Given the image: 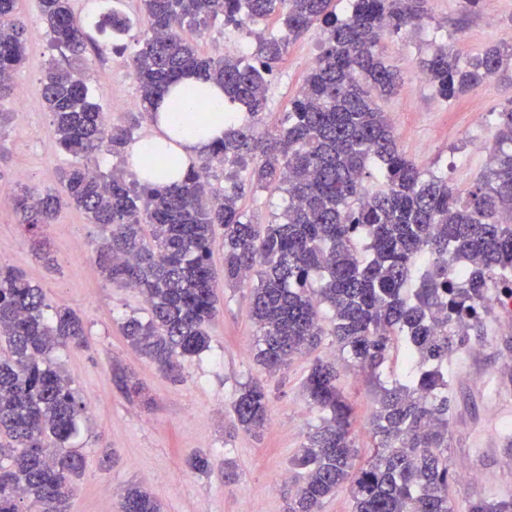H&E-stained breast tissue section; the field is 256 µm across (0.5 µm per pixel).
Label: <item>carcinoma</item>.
<instances>
[{
	"label": "carcinoma",
	"mask_w": 512,
	"mask_h": 512,
	"mask_svg": "<svg viewBox=\"0 0 512 512\" xmlns=\"http://www.w3.org/2000/svg\"><path fill=\"white\" fill-rule=\"evenodd\" d=\"M427 0H351L343 18L333 0H141L150 35L132 57L139 111L153 115L179 80L201 75L244 105L250 121L168 186L100 170L98 155L118 156L139 124L112 125L91 101L85 52L90 38L71 0H39L48 35L61 59L41 79V96L62 151L75 163L58 173L61 190L21 187L10 197L35 236L68 205L108 232L97 248L104 277L136 289L145 317L129 316L122 332L159 373L180 378V359L209 349L207 324L217 312L210 256L224 229V281L249 291L256 328L253 358L275 376L291 360L333 336L346 367L374 381L377 408L369 422L370 454L360 457L352 408L338 385L336 361L318 360L303 388L326 413L291 460L299 486L286 512H320L347 486L352 512H452L457 481L448 457V357L469 345V330L493 294L512 295V99L499 112L494 163L466 195L448 178L424 174L400 152L393 127L375 102L391 94L398 75L386 66L381 41L415 27ZM18 0H0V99L14 94L13 75L26 59ZM285 12L288 37H258L249 58L201 55L179 29L220 19L244 28ZM326 35L318 63L306 75L277 133L262 138L266 76L289 41L314 24ZM118 37L131 26L109 10L94 23ZM437 94L456 100L499 76L512 82V42L462 59L441 45L422 60ZM230 166L224 195L209 172ZM283 191L288 205L269 224H255L238 205L242 180ZM323 285L313 287V276ZM0 512H68L85 468L70 441L80 433L86 403L53 362L57 349L81 348L87 333L72 308L53 307L24 272L0 269ZM402 348L412 375L391 386L379 369ZM269 396L244 384L233 420L257 434L268 421ZM120 512H161L146 491L131 487ZM470 512H512V499H478Z\"/></svg>",
	"instance_id": "cac0c4a2"
}]
</instances>
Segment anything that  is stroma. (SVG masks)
<instances>
[{
    "mask_svg": "<svg viewBox=\"0 0 512 512\" xmlns=\"http://www.w3.org/2000/svg\"><path fill=\"white\" fill-rule=\"evenodd\" d=\"M428 17L421 26L385 37L382 55L400 77L393 95L378 105L392 122L397 143L423 171H444L456 191L467 192L485 171L482 155L469 151L474 137L494 144L496 114L512 98V88L495 82L455 101L437 96L420 61L436 46H452L461 57L483 52L512 30V0H483L474 8L465 0H428ZM26 32V59L14 76L25 87L24 101L7 98L0 110L9 115L0 133V183L23 175L24 185L41 189L56 184L60 170L72 159L56 144L40 80L59 53L50 44L38 0H19ZM287 32L282 16L251 24L249 30L212 23L207 28L184 26L183 35L198 51L215 59L227 45H243L254 54L258 36ZM86 60L95 73L91 98L123 124L129 101L139 91L125 56L112 50L111 32L93 33ZM320 28L309 29L288 45L283 59L268 77L266 132H275L280 113L288 110L303 80L323 48ZM44 236L56 259L55 268L40 264L32 239L12 208L0 207V267L26 272L43 289L48 303L66 305L82 317L88 334L84 348L61 349L54 357L87 404L76 441L86 468L72 499L70 512H119L125 490L146 489L161 512H285L297 488L289 478V463L320 423V411L310 405L303 383L316 359L333 358L336 343L323 337L312 350L295 356L285 374L269 378L252 354L255 328L249 317V290L225 284L224 237L216 235L211 264L218 313L209 324L210 347L182 361L173 381L140 358L121 332L126 316L144 314L147 304L134 289L112 284L100 273L94 250L103 229L89 223L82 211L62 208ZM470 348L448 359L450 413L448 455L474 480L451 488L454 512H469L477 498H512V313L491 305ZM135 374L144 398L127 397L120 379ZM265 384L269 392L268 421L261 436L235 426L230 412L240 386ZM339 384L353 405L354 429L361 452L371 446L367 427L376 407L375 388L355 370H341ZM112 451V466L101 469L104 449ZM208 455L212 472L196 473L192 457ZM232 460L238 477L224 481V462Z\"/></svg>",
    "mask_w": 512,
    "mask_h": 512,
    "instance_id": "1",
    "label": "stroma"
}]
</instances>
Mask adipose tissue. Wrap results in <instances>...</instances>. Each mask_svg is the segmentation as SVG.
<instances>
[{
	"label": "adipose tissue",
	"instance_id": "1",
	"mask_svg": "<svg viewBox=\"0 0 512 512\" xmlns=\"http://www.w3.org/2000/svg\"><path fill=\"white\" fill-rule=\"evenodd\" d=\"M185 90L203 88L207 95L199 100H184L180 109H173L169 100L158 105V120L154 124L152 138L135 143L129 150L130 163L136 174H143L144 166L152 150L161 144H169L173 153L183 164H190L207 155L224 138L226 129L241 124L244 112L241 106L226 102L223 88L213 81L200 76L182 79ZM190 115L194 123L200 124L201 132L180 137L176 142H167L171 124L177 123L181 115Z\"/></svg>",
	"mask_w": 512,
	"mask_h": 512
}]
</instances>
